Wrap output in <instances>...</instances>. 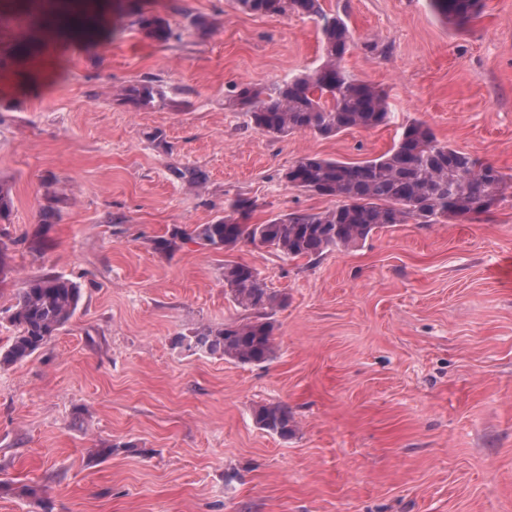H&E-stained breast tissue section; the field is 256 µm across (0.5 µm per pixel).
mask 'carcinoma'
<instances>
[{
    "mask_svg": "<svg viewBox=\"0 0 512 512\" xmlns=\"http://www.w3.org/2000/svg\"><path fill=\"white\" fill-rule=\"evenodd\" d=\"M242 10L266 16L301 12L315 17L321 32V62L311 71L268 86H241L228 102L246 112L257 130L275 137L311 132L324 138L349 129L370 130L392 122L386 93L359 80L345 66L355 47L351 30L337 14L326 13L319 0H238ZM431 8L454 28L480 12L482 0H429ZM81 31L79 43L93 52L112 31L91 17L72 20ZM136 23L158 42L175 37L170 23L158 15L138 16ZM123 99L139 106L165 101L158 81L144 80L122 90ZM284 180L333 206L322 211L296 210L262 224L249 223L256 201L241 196L210 224H193L161 241L194 240L215 250H230L248 241L288 257L317 259L325 252L355 247L376 229L392 224H440L448 219L478 220L492 213L503 193L512 189L490 162L439 141L427 124L414 120L401 127L398 140L383 154L362 161H340L315 154L300 156ZM224 286L241 308L255 316L222 328H203L183 342L243 365H258L274 353V324L263 316L278 302L257 270L247 263L224 261ZM81 290L57 275L37 276L21 289L10 308L17 328L10 345L0 351V367L21 363L45 346L74 316ZM259 428L286 439L294 433V415L285 404L261 405L254 411Z\"/></svg>",
    "mask_w": 512,
    "mask_h": 512,
    "instance_id": "cac0c4a2",
    "label": "carcinoma"
}]
</instances>
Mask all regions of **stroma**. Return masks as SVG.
<instances>
[{
  "label": "stroma",
  "instance_id": "obj_1",
  "mask_svg": "<svg viewBox=\"0 0 512 512\" xmlns=\"http://www.w3.org/2000/svg\"><path fill=\"white\" fill-rule=\"evenodd\" d=\"M84 2L37 0L0 26V184L12 200L0 349L28 279L81 288L66 326L0 369V512H512V193L488 218L396 224L316 260L250 242L156 246L238 195L257 200L256 224L324 210L330 199L283 172L307 153L380 155L413 120L512 177V0H485L461 30L429 0H320L347 14V69L396 115L327 139L270 136L227 105L241 84L318 65L311 17L237 0H108L115 34L89 55L43 25ZM142 12L177 38L147 37ZM148 78L165 102L118 97ZM187 169L204 174L201 189ZM228 259L282 297L266 363L176 343L245 318L224 287ZM269 403L290 407L293 436L256 425Z\"/></svg>",
  "mask_w": 512,
  "mask_h": 512
}]
</instances>
